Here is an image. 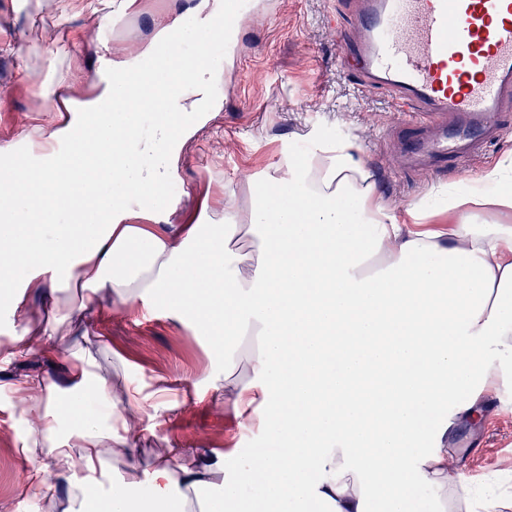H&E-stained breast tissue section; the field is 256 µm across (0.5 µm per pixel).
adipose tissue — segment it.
I'll return each mask as SVG.
<instances>
[{
  "instance_id": "adipose-tissue-1",
  "label": "adipose tissue",
  "mask_w": 512,
  "mask_h": 512,
  "mask_svg": "<svg viewBox=\"0 0 512 512\" xmlns=\"http://www.w3.org/2000/svg\"><path fill=\"white\" fill-rule=\"evenodd\" d=\"M180 20L96 76L75 124L37 127L0 175V311L14 318L0 359L66 337L95 296L167 308L214 345L237 430L261 429L264 456L168 443L148 471L137 450L163 398L112 394L98 360L75 353L72 384L12 382L25 426L26 488L67 487L69 512H512L483 494L448 446L456 422L512 389V162L484 171L432 227L383 202L353 142L320 144L256 180L245 215L225 209L165 229L153 195L181 141L176 114L209 108L208 70L176 52ZM155 114L152 139L141 112ZM59 138L71 141L60 156ZM41 290L54 315L26 311ZM127 474L100 492L108 458Z\"/></svg>"
}]
</instances>
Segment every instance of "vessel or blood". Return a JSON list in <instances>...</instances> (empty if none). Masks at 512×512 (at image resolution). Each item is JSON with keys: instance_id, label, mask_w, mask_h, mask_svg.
<instances>
[{"instance_id": "vessel-or-blood-1", "label": "vessel or blood", "mask_w": 512, "mask_h": 512, "mask_svg": "<svg viewBox=\"0 0 512 512\" xmlns=\"http://www.w3.org/2000/svg\"><path fill=\"white\" fill-rule=\"evenodd\" d=\"M350 14L361 35L338 47L356 76L439 131L412 137V154L457 166L493 141L512 94V0H355ZM242 20L236 2L217 20L226 53Z\"/></svg>"}]
</instances>
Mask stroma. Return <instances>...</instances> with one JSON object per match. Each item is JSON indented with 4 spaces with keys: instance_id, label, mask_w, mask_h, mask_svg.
<instances>
[{
    "instance_id": "35a3bbf8",
    "label": "stroma",
    "mask_w": 512,
    "mask_h": 512,
    "mask_svg": "<svg viewBox=\"0 0 512 512\" xmlns=\"http://www.w3.org/2000/svg\"><path fill=\"white\" fill-rule=\"evenodd\" d=\"M116 0H0V145L34 127L60 121L44 95L49 84L70 96L91 93L97 67L91 10L111 12ZM200 0H134L127 23L112 31L111 51L142 48L163 24L190 14ZM346 0H252L234 59L213 66L216 109L202 113L180 153L176 175L182 202L171 224H191L200 208L224 213V197L235 205L249 196L253 178L283 159L303 160L323 142L349 140L374 175L385 201L397 212L478 178L512 157V110L497 144L462 168L417 165L404 150L405 111L384 89L361 85L338 59L336 33L348 30ZM59 37L62 51L51 49ZM74 340L58 344L39 360L36 376L59 389L71 384L74 347L90 351L110 367L115 386L134 381L145 392L168 388L172 406L161 411L154 433L138 449L152 461L166 440L191 448L243 453L271 447L270 439L237 434L224 401L204 379L215 358L207 337L197 335L166 309H113L104 305L90 321L74 323ZM0 391V512H66L63 486L45 498H28L27 464L21 452L25 430ZM482 420L461 421L448 445L465 472L477 477L512 470V398L493 400Z\"/></svg>"
}]
</instances>
